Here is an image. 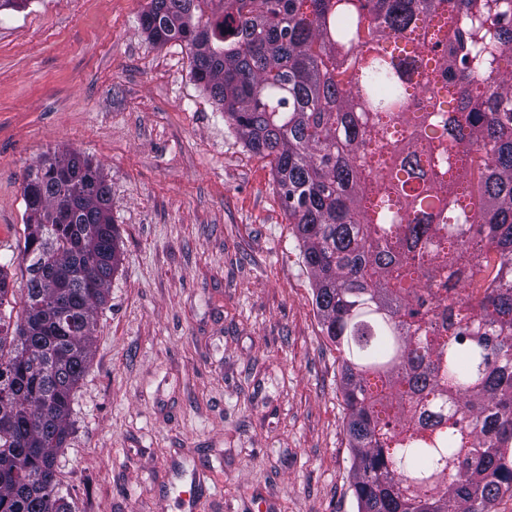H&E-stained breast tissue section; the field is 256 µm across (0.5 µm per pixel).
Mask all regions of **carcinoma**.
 <instances>
[{
  "mask_svg": "<svg viewBox=\"0 0 512 512\" xmlns=\"http://www.w3.org/2000/svg\"><path fill=\"white\" fill-rule=\"evenodd\" d=\"M140 25L272 158L339 353L358 512H490L512 492V0H149ZM23 198L0 512H71L55 461L118 231L76 152L28 167Z\"/></svg>",
  "mask_w": 512,
  "mask_h": 512,
  "instance_id": "1",
  "label": "carcinoma"
}]
</instances>
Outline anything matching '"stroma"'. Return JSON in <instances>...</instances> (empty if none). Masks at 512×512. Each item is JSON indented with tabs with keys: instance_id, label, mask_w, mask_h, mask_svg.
I'll return each instance as SVG.
<instances>
[{
	"instance_id": "35a3bbf8",
	"label": "stroma",
	"mask_w": 512,
	"mask_h": 512,
	"mask_svg": "<svg viewBox=\"0 0 512 512\" xmlns=\"http://www.w3.org/2000/svg\"><path fill=\"white\" fill-rule=\"evenodd\" d=\"M147 0L0 10V274L23 298L22 175L75 151L111 189L120 261L95 307L56 475L71 512H358L334 344L276 192Z\"/></svg>"
}]
</instances>
